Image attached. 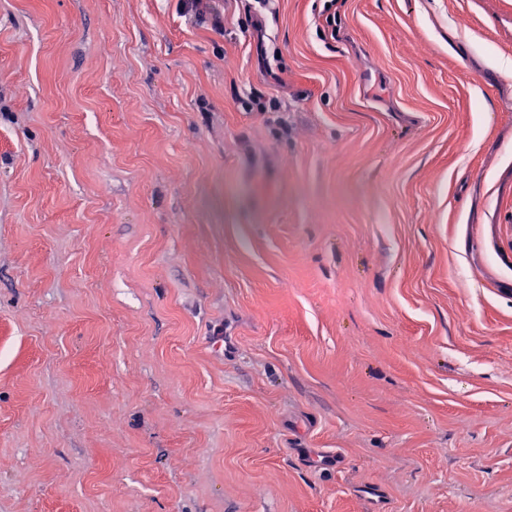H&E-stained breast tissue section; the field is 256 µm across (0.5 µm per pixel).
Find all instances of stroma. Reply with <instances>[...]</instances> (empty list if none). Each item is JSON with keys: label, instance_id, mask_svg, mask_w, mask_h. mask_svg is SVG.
Masks as SVG:
<instances>
[{"label": "stroma", "instance_id": "stroma-1", "mask_svg": "<svg viewBox=\"0 0 512 512\" xmlns=\"http://www.w3.org/2000/svg\"><path fill=\"white\" fill-rule=\"evenodd\" d=\"M276 7L0 0V512H512V0ZM217 2L223 3V0H183V7L187 13L196 16L209 15L215 28L224 29V8L220 11Z\"/></svg>", "mask_w": 512, "mask_h": 512}]
</instances>
